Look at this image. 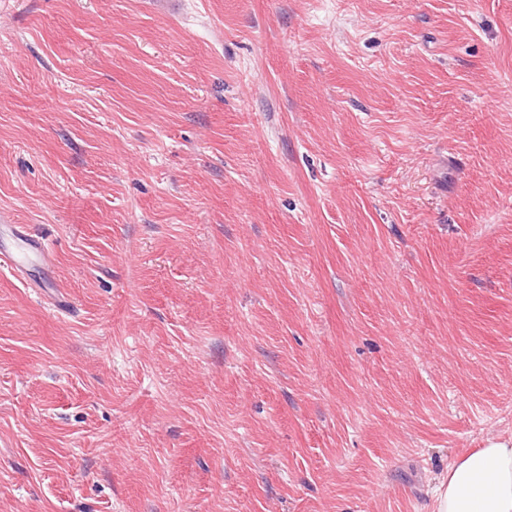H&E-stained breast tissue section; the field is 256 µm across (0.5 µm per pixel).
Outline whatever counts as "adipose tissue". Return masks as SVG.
I'll use <instances>...</instances> for the list:
<instances>
[{
	"mask_svg": "<svg viewBox=\"0 0 512 512\" xmlns=\"http://www.w3.org/2000/svg\"><path fill=\"white\" fill-rule=\"evenodd\" d=\"M432 497L433 512H512V437L486 439L449 464Z\"/></svg>",
	"mask_w": 512,
	"mask_h": 512,
	"instance_id": "adipose-tissue-1",
	"label": "adipose tissue"
}]
</instances>
